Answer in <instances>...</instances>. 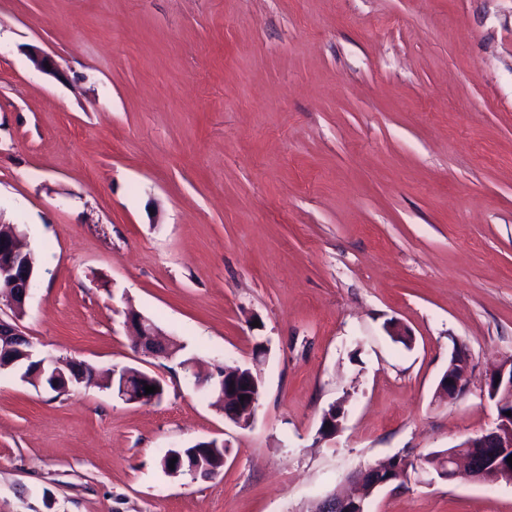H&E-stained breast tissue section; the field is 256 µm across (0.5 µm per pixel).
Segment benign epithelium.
Here are the masks:
<instances>
[{
    "instance_id": "obj_1",
    "label": "benign epithelium",
    "mask_w": 512,
    "mask_h": 512,
    "mask_svg": "<svg viewBox=\"0 0 512 512\" xmlns=\"http://www.w3.org/2000/svg\"><path fill=\"white\" fill-rule=\"evenodd\" d=\"M35 67L45 74L61 76L59 64L54 56L37 51L31 56ZM25 251L22 234L15 224H0V280L10 282L11 292L7 293L12 316L5 320L0 317V370L3 361L20 353L22 358L34 363L36 373L54 375L61 373L58 362L51 356L41 354L32 341L20 329L17 321L25 313L26 303L36 281V261L34 255L22 259L18 253ZM135 348L151 356L164 353L175 357L168 344L160 340L162 331L155 323L142 315L130 316ZM455 366L443 376L441 397L456 400L467 394L470 387L469 355L463 346L454 351ZM197 387L225 404L229 395L239 387L238 379L213 371L206 377H195ZM487 397L495 403L497 417L494 425L483 433L460 442L462 448H472L475 454H462L457 450L448 452L446 462L432 470L423 466H410L409 462L392 464L387 461L369 465L356 471L349 481L357 483L359 491L343 496H331L319 504L320 512H366L365 502L375 492L395 483L405 484L414 475L426 473L444 481L453 480L463 470L475 481L481 483H512V467L507 462L512 455V415L505 412L512 409V362L491 371L486 378Z\"/></svg>"
}]
</instances>
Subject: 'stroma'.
I'll return each instance as SVG.
<instances>
[{
    "instance_id": "1",
    "label": "stroma",
    "mask_w": 512,
    "mask_h": 512,
    "mask_svg": "<svg viewBox=\"0 0 512 512\" xmlns=\"http://www.w3.org/2000/svg\"><path fill=\"white\" fill-rule=\"evenodd\" d=\"M1 223L37 257L20 321L37 350L165 392L130 404L0 373V512H309L352 472L497 417L512 0H0ZM131 310L201 371L253 365L252 425L139 355ZM459 344L470 390L437 398ZM211 439L229 445L215 479L162 470ZM367 510L512 512V485H393Z\"/></svg>"
}]
</instances>
